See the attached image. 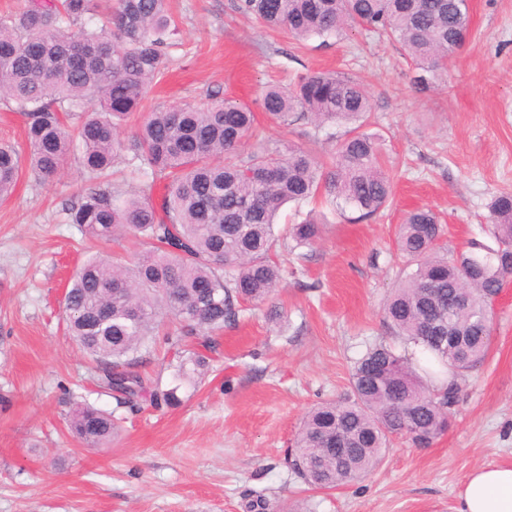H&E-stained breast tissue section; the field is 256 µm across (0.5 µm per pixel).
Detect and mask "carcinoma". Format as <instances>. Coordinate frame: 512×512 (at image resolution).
Masks as SVG:
<instances>
[{
  "mask_svg": "<svg viewBox=\"0 0 512 512\" xmlns=\"http://www.w3.org/2000/svg\"><path fill=\"white\" fill-rule=\"evenodd\" d=\"M235 9L302 40L357 25L400 44L413 83L423 87L462 47L469 29L465 0H235ZM98 13L104 25L84 23ZM176 31L169 0H24L0 14V98L25 118L29 170L50 181L77 155L91 184L66 209L68 223L92 238L128 232L141 239L129 263L85 260L64 295L68 333L95 364L96 383L132 406L144 395L156 406L181 403L180 385L150 391L138 371V353L160 334L165 317L177 320L162 334L180 359L177 378L184 379L210 363L197 351L183 359L190 344L215 351L205 334L236 322L247 303L266 301L279 288L283 269L271 251L284 203L322 191L367 219L391 197L381 139L362 130L367 92L338 73L302 74L288 88L269 87L259 101L273 123L286 125L299 114L317 124L352 125L329 166L300 146L286 155L244 151L256 135L255 113L227 98L206 108L183 103L153 110L125 146L117 129L141 111ZM126 149L139 180L129 191L108 182ZM21 169L19 151L1 144V200L13 193ZM158 182L165 189L159 205L151 197ZM489 212L495 245L472 239L452 257L438 252L441 225L433 211L414 210L398 226L397 247L411 270L383 312L403 347L383 341L366 347L354 363L350 394L307 413L290 456L305 483L348 485L380 465L393 438L427 448L448 430L459 380L485 361L492 345V296L512 275V193L494 195ZM319 233L311 221L291 229L298 246ZM428 323L434 324L431 337L424 336ZM410 346L430 365L414 362ZM69 429L79 441L102 447L116 424L83 404L72 412ZM338 439L347 446L339 460L330 449Z\"/></svg>",
  "mask_w": 512,
  "mask_h": 512,
  "instance_id": "cac0c4a2",
  "label": "carcinoma"
}]
</instances>
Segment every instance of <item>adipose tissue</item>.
<instances>
[{
  "label": "adipose tissue",
  "mask_w": 512,
  "mask_h": 512,
  "mask_svg": "<svg viewBox=\"0 0 512 512\" xmlns=\"http://www.w3.org/2000/svg\"><path fill=\"white\" fill-rule=\"evenodd\" d=\"M454 512H512V468H474L457 493Z\"/></svg>",
  "instance_id": "ef3b65f1"
}]
</instances>
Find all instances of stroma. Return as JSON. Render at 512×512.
Masks as SVG:
<instances>
[{
  "label": "stroma",
  "instance_id": "35a3bbf8",
  "mask_svg": "<svg viewBox=\"0 0 512 512\" xmlns=\"http://www.w3.org/2000/svg\"><path fill=\"white\" fill-rule=\"evenodd\" d=\"M233 2L172 0L178 31L147 108L203 107L219 95L253 107L269 84L345 73L369 93L366 130L382 139L391 203L368 220L322 197L284 205L274 228L288 270L280 288L216 334L208 373L184 383L179 407L132 409L97 387L66 334L62 299L86 258L127 259L139 241H97L67 222L65 205L89 184L77 160L49 182L22 172L0 200V512H247L254 493L267 512H454L473 468L512 465V279L493 300L491 353L430 447L394 440L378 468L332 490L309 489L287 458L308 410L346 397L356 359L391 338L382 309L404 275L395 238L406 214L433 209L440 247L459 252L482 235L492 196L512 192V0H470L469 36L427 90L412 84L397 45L357 28L326 45L298 40ZM260 127L246 150L293 144L324 158L345 131L308 119ZM310 216L319 238L294 247L289 228ZM176 363L158 340L140 371L164 389ZM79 403L118 418L109 447L70 435Z\"/></svg>",
  "mask_w": 512,
  "mask_h": 512
}]
</instances>
